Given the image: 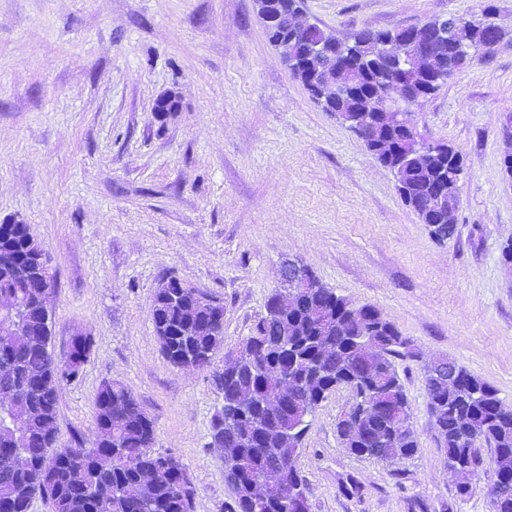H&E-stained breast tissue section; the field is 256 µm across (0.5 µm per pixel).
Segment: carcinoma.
<instances>
[{"label": "carcinoma", "mask_w": 512, "mask_h": 512, "mask_svg": "<svg viewBox=\"0 0 512 512\" xmlns=\"http://www.w3.org/2000/svg\"><path fill=\"white\" fill-rule=\"evenodd\" d=\"M374 34L398 42V53L410 54L400 43L403 29L355 33L348 50ZM458 38L490 48L501 34L497 30L490 35L466 23L446 33L435 50L453 55ZM372 57L370 65L354 73L356 96L336 111H350L393 75L386 60L375 53ZM455 169L450 155L433 176L415 160L396 173L402 200L422 223H457ZM436 184L448 188V207L442 214L429 213L417 202L418 195ZM0 248L7 250L0 267V304L14 306L22 324L43 323L47 313L38 289L13 270L44 250L25 224H0ZM198 292L184 283L153 297L155 334L174 366L191 359L207 367L224 341L223 304L211 297L199 306ZM254 335L262 347L240 365L234 381L215 374L225 399L211 429L222 425L224 479L232 490V503L224 512H297L290 492L305 493L296 459L310 423L306 416L340 388L362 395L336 425L343 438L351 424L366 423L357 456L400 461L416 453L414 433L404 429L410 406L396 366L410 355L409 340L378 309L353 307L331 288L311 287L283 321L264 317ZM50 342L49 336L0 335V394H16L4 413L19 419L17 427L0 425V512H28L37 497L51 512H194L196 491L179 490L186 468L177 458L152 451L153 422L118 381L106 380L97 391L94 438L81 436L71 448L55 447L62 363L76 367L73 377H78L92 342L86 337L72 343L63 362L50 351ZM446 365L442 360L425 368L426 394L446 464L458 472L456 493L469 494L463 482L480 465V448L486 445L496 462L492 512H512V409L503 405L496 388L457 365L456 386H448L437 377ZM281 375L295 389L286 414L269 408L265 399V391ZM255 483L266 486L265 497L258 501L253 500Z\"/></svg>", "instance_id": "obj_1"}]
</instances>
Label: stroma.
I'll return each mask as SVG.
<instances>
[{
	"mask_svg": "<svg viewBox=\"0 0 512 512\" xmlns=\"http://www.w3.org/2000/svg\"><path fill=\"white\" fill-rule=\"evenodd\" d=\"M309 22L346 37L455 15L501 32L434 94L410 105L427 139L464 175L457 232L437 242L401 200L391 172L309 96L283 64L253 0H0V224H28L55 274L52 349L92 341L58 392L56 445L91 436L100 384H124L152 419L155 452L186 467L195 512L232 492L211 422L214 374L252 336L284 259L407 337L398 361L416 453L359 457L336 435L352 403L329 396L297 467L309 512H491L495 464L482 449L459 497L427 405L424 367L447 359L512 407V0H303ZM179 109L155 112L163 93ZM173 276L224 306L210 367L163 355L151 304Z\"/></svg>",
	"mask_w": 512,
	"mask_h": 512,
	"instance_id": "35a3bbf8",
	"label": "stroma"
}]
</instances>
